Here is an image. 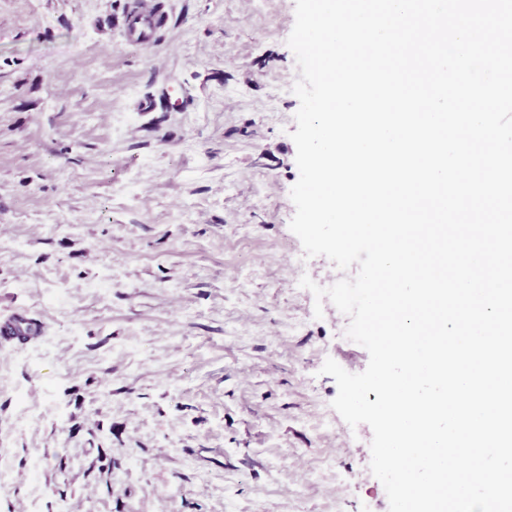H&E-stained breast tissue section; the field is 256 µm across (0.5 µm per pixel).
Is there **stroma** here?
Masks as SVG:
<instances>
[{
  "instance_id": "35a3bbf8",
  "label": "stroma",
  "mask_w": 512,
  "mask_h": 512,
  "mask_svg": "<svg viewBox=\"0 0 512 512\" xmlns=\"http://www.w3.org/2000/svg\"><path fill=\"white\" fill-rule=\"evenodd\" d=\"M161 4L139 43L125 11ZM295 0H0V512H388L290 230ZM330 419L333 431L317 424ZM134 457H127V449Z\"/></svg>"
}]
</instances>
